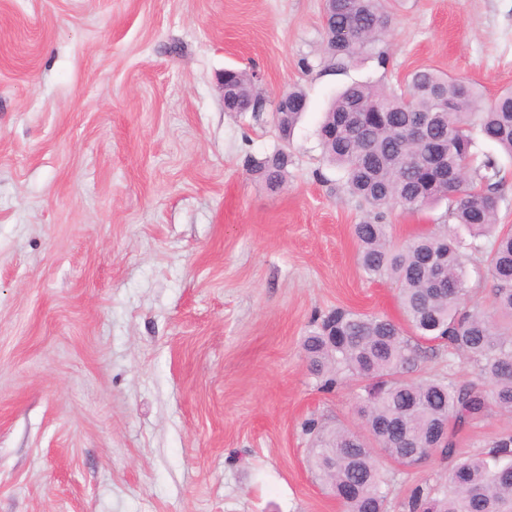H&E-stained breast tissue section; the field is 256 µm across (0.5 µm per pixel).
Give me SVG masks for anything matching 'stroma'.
<instances>
[{
  "label": "stroma",
  "instance_id": "obj_1",
  "mask_svg": "<svg viewBox=\"0 0 512 512\" xmlns=\"http://www.w3.org/2000/svg\"><path fill=\"white\" fill-rule=\"evenodd\" d=\"M324 0H0V512H343L307 422L359 428L302 343L344 307L403 323L357 263L367 216L317 138L338 91L432 67L512 87V0H393L387 57L331 58ZM274 103L228 112L225 68ZM287 147L284 186L247 162ZM446 204L388 215L396 242ZM512 429L459 431L465 455ZM431 458L391 476L399 503ZM287 93L281 94L278 97V101L284 102L288 106V111H285L281 106L274 104L273 119L275 121L277 130L279 132L281 140L289 141L291 133L300 119L302 113L305 111L307 105L306 94L299 88H293L288 90ZM304 104V109L295 110V103Z\"/></svg>",
  "mask_w": 512,
  "mask_h": 512
}]
</instances>
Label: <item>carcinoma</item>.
<instances>
[{
    "mask_svg": "<svg viewBox=\"0 0 512 512\" xmlns=\"http://www.w3.org/2000/svg\"><path fill=\"white\" fill-rule=\"evenodd\" d=\"M390 22L389 0H325L327 50L337 59L372 54ZM225 79L248 111L262 114L265 99L246 72L228 68ZM297 102L307 104L306 94L293 88L288 109L274 106L285 141L302 115ZM318 136L328 162L344 171L349 195L370 213L354 225L359 265L397 285L407 327L338 308L306 336V358L324 388L343 375L365 382L356 409L363 428L318 430L311 469L343 512H387L382 460L408 466L438 456L453 461L443 482L413 488L401 512H512V434L494 441L487 456H460L455 439L493 412L512 417V225L498 223L503 170L479 148L485 141L512 157V87L482 108L471 82L433 68L411 72L397 91L355 83L333 99ZM290 164L282 147L250 161V171L278 189ZM442 199L452 223L391 240L388 211ZM482 261L494 282L489 310L467 301L469 264ZM436 342L473 362L477 379L424 372L426 345Z\"/></svg>",
    "mask_w": 512,
    "mask_h": 512,
    "instance_id": "cac0c4a2",
    "label": "carcinoma"
}]
</instances>
